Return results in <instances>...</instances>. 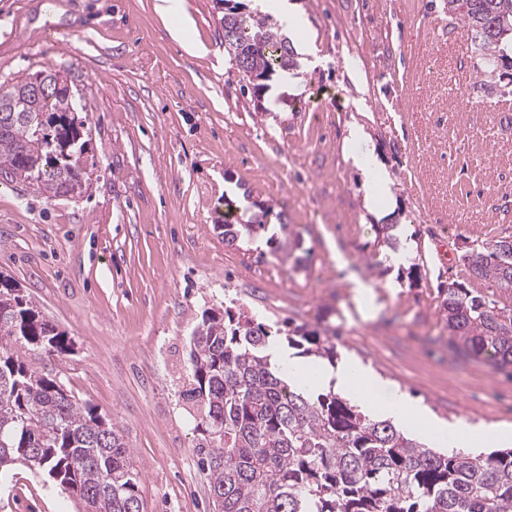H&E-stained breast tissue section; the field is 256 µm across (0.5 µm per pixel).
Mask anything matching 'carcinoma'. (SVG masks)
Instances as JSON below:
<instances>
[{
  "instance_id": "cac0c4a2",
  "label": "carcinoma",
  "mask_w": 512,
  "mask_h": 512,
  "mask_svg": "<svg viewBox=\"0 0 512 512\" xmlns=\"http://www.w3.org/2000/svg\"><path fill=\"white\" fill-rule=\"evenodd\" d=\"M222 2L224 50L242 77L257 75L255 92L296 68L277 23ZM447 5L448 19L470 31L482 75L512 68V0ZM29 82L0 81V173L48 197L79 195L89 180L86 120L67 91L37 100ZM468 263L474 277L512 295V237L483 243ZM445 292L450 343L512 366V303L456 282ZM198 331L181 395L219 512H512V448L486 457L435 451L332 391L312 395L297 368L266 353L275 334L303 355L332 359L331 337L303 326L273 332L229 310L205 317ZM71 348L67 333L0 276V477L19 463L59 484L83 512H144L141 474L120 429L38 365Z\"/></svg>"
}]
</instances>
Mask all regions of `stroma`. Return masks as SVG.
<instances>
[{
    "label": "stroma",
    "mask_w": 512,
    "mask_h": 512,
    "mask_svg": "<svg viewBox=\"0 0 512 512\" xmlns=\"http://www.w3.org/2000/svg\"><path fill=\"white\" fill-rule=\"evenodd\" d=\"M294 2L319 62L292 36L295 72L257 97L215 0H183L194 55L157 0H0V80L67 78L90 177L48 198L0 176V274L69 333L52 367L121 430L144 512H216L181 392L192 333L228 307L333 334L339 358L444 424L512 427V367L453 348L442 307L452 281L498 291L464 257L512 236L483 205L512 202V75L464 76L479 58L446 0ZM353 126L392 181L378 213L343 149ZM230 209L233 244L219 230ZM0 512L82 509L18 465Z\"/></svg>",
    "instance_id": "obj_1"
}]
</instances>
